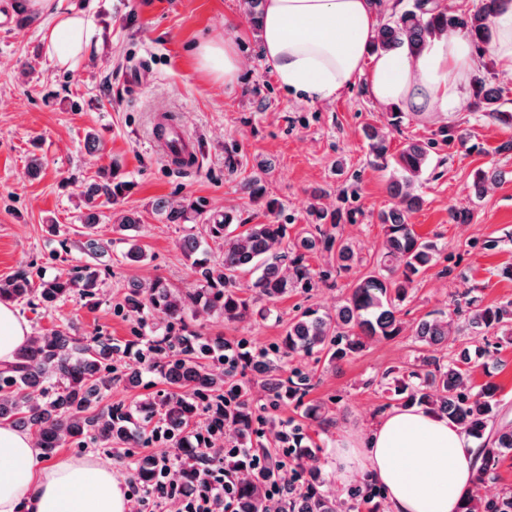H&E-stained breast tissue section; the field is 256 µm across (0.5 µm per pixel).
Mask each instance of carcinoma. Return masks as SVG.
<instances>
[{"label": "carcinoma", "instance_id": "1", "mask_svg": "<svg viewBox=\"0 0 512 512\" xmlns=\"http://www.w3.org/2000/svg\"><path fill=\"white\" fill-rule=\"evenodd\" d=\"M264 0H243L254 29H261ZM499 0H487L484 7L467 13H450L435 0H411L398 16L382 23L373 38L372 49L389 52L421 51L428 40L448 31H461L475 43H486L492 37V15ZM503 91L487 83L475 86V105L485 116L512 120V114L500 110ZM369 150L374 160L390 170L387 191L393 207L381 216L384 241L376 270L351 286L345 304L333 313L318 314L310 308L288 320L284 335L277 345V357L241 350L236 366L250 375L248 383L257 385L273 401L302 402L311 378L299 367L283 377L284 365L295 358L324 354L328 365L337 367L359 353L376 337L390 338L401 331L397 316L411 298L417 277L435 259L434 247L416 233L407 222L409 213L418 209L422 198L417 183L430 164V144L409 141L395 154L390 153L387 132L381 126L365 129ZM130 190V185L116 177V171H102L99 180L81 191L89 207L83 214L84 235L94 251L102 247L92 238L99 224L94 202L103 197L116 203ZM194 219L206 225L214 238L224 239V257L216 263L196 258L199 241L193 234L185 236L181 248L192 262L196 287L185 291L171 288L158 279L147 287L132 285L124 296L125 305L146 318L173 326L185 321L188 313L199 310L224 318L227 323L242 320L258 302L273 304L298 287L311 284L314 273L307 256L329 252L340 272L351 269L357 259L353 244L341 236L322 229L329 223L342 221L339 213L327 216L317 207L315 232L308 233L285 249V224H251L241 234H234L230 214L209 213L202 206L192 208ZM257 268L260 273L246 287L238 276ZM100 283L96 270L86 266L75 275L34 282L20 272L0 282V300L31 302L37 299L47 309L77 291L94 302ZM467 310L453 309V315L434 311L413 329L422 357L408 374L388 379L390 400L403 405H419L460 427L474 439L479 448L477 486L465 499L460 512H512V487H503L488 495L483 486L498 478V469L506 458H512V421L502 414L497 387L486 383L479 389L472 385L475 368L482 365L486 353L485 336L500 335L512 344V303L487 306L475 297L466 300ZM156 355L150 368L168 384L173 392L165 399H146L134 408L116 406L98 411L104 391L123 382L135 387L141 371L135 367L118 369L117 362L126 350L100 339L89 344L68 325L48 336H34L21 347L14 362L0 369V423H9L21 431L33 433L39 447L51 454L63 440L91 436L108 448L132 437L129 424L137 415L158 416L174 438V452L186 460V467L173 473L177 480L190 481L187 466L207 454V449L183 435L194 418L199 399H209L215 421L240 445L236 453L224 457V464L245 476L236 488L238 512H272L274 504L266 496L267 485L288 477L294 492L288 495L279 512H381V490L372 483L348 492L347 497L331 496L323 490L324 479L318 467L320 446L300 424H288L277 432V440L285 446L295 467L284 472L274 448L252 447L253 406L247 383L233 381L235 369L216 374L210 362L224 351V343L212 336H164L152 341ZM236 392L237 401L221 407L224 391ZM302 417L325 430L335 419L325 406L312 402L302 406ZM265 456V467L254 470V455ZM135 479L145 488L153 482V466L149 459L139 460L133 469Z\"/></svg>", "mask_w": 512, "mask_h": 512}]
</instances>
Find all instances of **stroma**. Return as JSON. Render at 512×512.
<instances>
[{
    "instance_id": "1",
    "label": "stroma",
    "mask_w": 512,
    "mask_h": 512,
    "mask_svg": "<svg viewBox=\"0 0 512 512\" xmlns=\"http://www.w3.org/2000/svg\"><path fill=\"white\" fill-rule=\"evenodd\" d=\"M18 3L0 0V17L8 19L0 26V281L21 271L47 280L85 265L96 267L102 280L93 306L77 294L51 310L35 302L19 304L32 334L69 324L83 340L103 336L119 345L164 335L165 327L123 309L128 288L157 278L177 290L195 287L196 275L180 248L189 232L201 240L202 257L211 262L223 257L221 243L203 225L169 222L162 210L167 203L201 200L209 209L233 213L242 224L287 225L292 239L308 230L312 205L348 210L352 218L338 231L358 252L353 268L341 274L327 255H311L314 288L294 290L273 305L267 319L227 324L200 314L179 326L182 335L220 336L231 345L272 351L290 318L309 307L334 311L352 283L373 268L383 242L379 215L392 200L389 172L374 163L363 137L366 125L384 124L386 112L363 84L331 103L288 97L241 0H64L93 17L97 27L96 46L75 69L52 65L40 19L26 16ZM223 36L236 41L244 59L231 91L201 72L193 54L199 42ZM160 110L197 140L195 167L171 168L155 147L152 117ZM91 130L101 138V149L93 154L85 147ZM410 139L433 145L417 185L423 204L409 221L435 245V261L418 277L400 312V335L371 342L335 369L313 356L299 359V367L313 375L310 400L327 403L336 418L326 433L306 425L325 460L340 434L368 429L382 414L388 395L378 382L386 371L413 364L417 321L447 310L467 289L485 305L512 301V151L504 148L512 141V120L496 121L470 108L432 120L411 108L390 131L391 151ZM36 157L42 162L37 173L30 169ZM114 159L132 188L117 204L102 206L97 237L109 251L95 257L85 249L80 191ZM481 169L498 171L499 181L479 196L472 183ZM258 184L278 201L277 211L253 199ZM455 209L468 210V221H453ZM128 211L141 218L136 235L148 255L142 263L123 259L125 245L113 230L117 215ZM487 382L498 386L503 409L512 416V345L492 352L487 371H476L475 385ZM168 390L157 374L146 371L138 387L114 385L99 407H131L146 396L163 398ZM254 408L252 438L258 446L273 445L269 420L301 421L292 404L276 406L258 397ZM158 424L155 418H138L134 439L116 449L89 438L71 439L55 454L111 458L130 488L136 460L169 451L172 441L156 435Z\"/></svg>"
}]
</instances>
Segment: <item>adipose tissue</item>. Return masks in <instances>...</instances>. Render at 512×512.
Instances as JSON below:
<instances>
[{"label":"adipose tissue","mask_w":512,"mask_h":512,"mask_svg":"<svg viewBox=\"0 0 512 512\" xmlns=\"http://www.w3.org/2000/svg\"><path fill=\"white\" fill-rule=\"evenodd\" d=\"M47 17L49 59L74 68L91 52L95 30L82 13L55 0H27ZM376 0H266L261 38L280 85L294 99L333 102L358 81L385 108L415 107L434 116L463 111L464 89L479 62L468 37L441 35L415 55L369 56ZM198 67L234 86L242 67L233 39H207L194 50ZM31 330L14 306L0 301V363L12 362ZM478 448L458 427L423 408L384 412L365 432L337 441L329 470L339 484L369 477L389 512H459L476 484ZM124 483L110 460L43 457L32 437L0 424V512H129Z\"/></svg>","instance_id":"adipose-tissue-1"}]
</instances>
